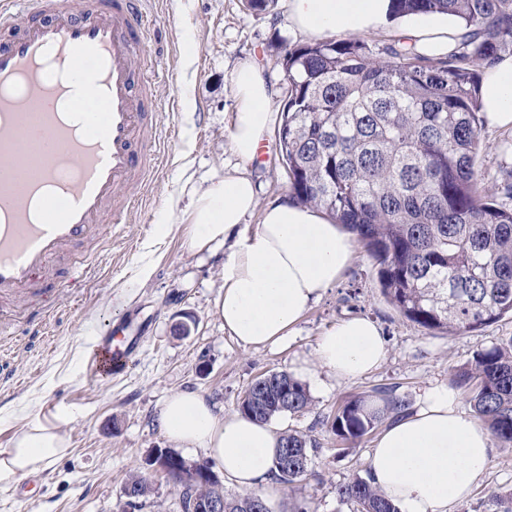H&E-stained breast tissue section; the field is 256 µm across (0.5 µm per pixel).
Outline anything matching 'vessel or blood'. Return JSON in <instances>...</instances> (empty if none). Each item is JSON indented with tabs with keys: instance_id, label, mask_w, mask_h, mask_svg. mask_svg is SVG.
<instances>
[{
	"instance_id": "b4317fda",
	"label": "vessel or blood",
	"mask_w": 512,
	"mask_h": 512,
	"mask_svg": "<svg viewBox=\"0 0 512 512\" xmlns=\"http://www.w3.org/2000/svg\"><path fill=\"white\" fill-rule=\"evenodd\" d=\"M155 36L145 0H0V320L60 294L63 275H95L112 230L130 223L162 164ZM74 78L92 76L94 102L76 98L72 131L49 84L48 55ZM140 335L106 331L90 352L94 380L121 374Z\"/></svg>"
}]
</instances>
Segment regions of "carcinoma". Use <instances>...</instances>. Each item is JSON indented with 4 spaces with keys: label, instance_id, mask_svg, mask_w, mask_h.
Here are the masks:
<instances>
[{
    "label": "carcinoma",
    "instance_id": "carcinoma-1",
    "mask_svg": "<svg viewBox=\"0 0 512 512\" xmlns=\"http://www.w3.org/2000/svg\"><path fill=\"white\" fill-rule=\"evenodd\" d=\"M396 17L452 15L465 29L441 57L397 42L374 50L356 38L288 46L280 149L293 198L325 211L355 234L377 263L384 297L410 322L458 333L512 316V179L506 202L483 193L480 88L484 70L512 55V0H390ZM475 415L503 448L512 447V337L458 367ZM382 405L359 397L331 421L338 437L357 441L399 414L404 401L385 387ZM303 383L286 371L250 386L240 413L259 423L309 410ZM316 440L281 434L275 475L296 485L311 475ZM215 490L180 492L183 512ZM358 512H400L368 478L337 488ZM254 495L226 497L228 512H253Z\"/></svg>",
    "mask_w": 512,
    "mask_h": 512
}]
</instances>
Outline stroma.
<instances>
[{
    "mask_svg": "<svg viewBox=\"0 0 512 512\" xmlns=\"http://www.w3.org/2000/svg\"><path fill=\"white\" fill-rule=\"evenodd\" d=\"M155 39L148 52L160 76L155 94L161 124L173 138L164 146L162 170L148 201L132 223L118 225L96 276L70 283L51 300L54 317L40 336L16 327L9 346H0V365L13 373L0 386V448L24 428L25 413L59 427L69 451L45 470L41 484L24 502L0 488V512H117L123 486L133 474L145 476L150 494L143 512H181L179 493L166 477L145 464L156 448L171 447L159 422L166 396L193 390L238 413V402L257 377L285 371L299 375L312 406L302 414L274 418L280 431L316 439L311 476L294 486L263 490L272 512H292L306 502L309 512H356L341 501L340 484L369 474L376 440L345 441L323 425L347 400L371 397L376 388H394L408 407L426 390L449 384L452 369L475 352L512 336V319L450 335L413 324L382 295L373 259L356 245L343 279L313 304L287 344L246 348L227 336L216 310L226 254L194 253L185 234L192 191L232 170L228 128L234 110L231 72L244 60L258 62L276 89L273 111H281L288 84L281 67L283 48L300 40L288 19L286 0L266 11L247 0H151ZM480 170H512V129L482 127ZM263 164L249 169L260 209L290 199L288 175L275 139L265 143ZM168 233H161V225ZM364 315L376 320L387 341L383 363L352 380L326 371L299 374L313 366L319 336L337 322ZM126 321L141 326L142 343L128 370L92 381L86 355L97 336ZM512 491V447L496 448L491 465L472 496L449 512H492L490 495Z\"/></svg>",
    "mask_w": 512,
    "mask_h": 512,
    "instance_id": "1",
    "label": "stroma"
}]
</instances>
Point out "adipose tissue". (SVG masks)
I'll use <instances>...</instances> for the list:
<instances>
[{
    "label": "adipose tissue",
    "instance_id": "adipose-tissue-1",
    "mask_svg": "<svg viewBox=\"0 0 512 512\" xmlns=\"http://www.w3.org/2000/svg\"><path fill=\"white\" fill-rule=\"evenodd\" d=\"M288 17L306 37L365 31L387 24L389 0H288ZM461 32L449 15L426 16L404 29L418 51L435 56L449 53ZM232 86L230 146L238 165L193 193L186 231L194 252L228 251L216 300L225 333L245 347L282 344L321 294L343 278L354 242L315 209L288 203L258 209L246 167L258 160L281 117L271 109L274 90L257 62L237 64ZM481 95L487 125L512 128V60L487 71ZM256 212L261 218L255 230L242 231L247 216ZM386 353L381 328L365 316L337 322L320 335L315 349L319 367L339 380L370 372ZM159 419L169 438L202 450L237 484L271 485L279 439L271 425L241 414L225 416L194 391L170 394ZM493 451L488 427L460 410L453 389L437 386L418 409L378 436L370 469L376 486L400 512H448L471 496ZM67 452L68 442L56 427L32 419L10 447L0 448V486L51 468Z\"/></svg>",
    "mask_w": 512,
    "mask_h": 512
}]
</instances>
